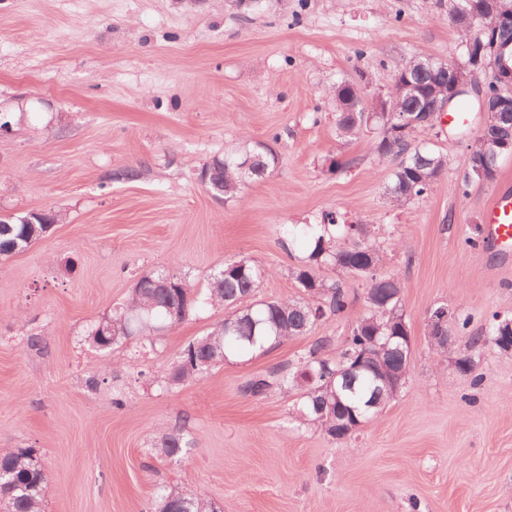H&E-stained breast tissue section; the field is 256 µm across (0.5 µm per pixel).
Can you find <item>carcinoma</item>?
<instances>
[{
  "label": "carcinoma",
  "mask_w": 512,
  "mask_h": 512,
  "mask_svg": "<svg viewBox=\"0 0 512 512\" xmlns=\"http://www.w3.org/2000/svg\"><path fill=\"white\" fill-rule=\"evenodd\" d=\"M430 59H410L405 62L410 70L417 73L423 85L424 94L415 100L397 99L395 109L413 112L418 120L415 128L403 140L392 141L387 136L389 125L398 122L392 114L375 116L376 138L372 141L371 152L378 158L393 155L398 163L386 186L390 202L403 206L430 192L437 179L448 169V158L429 144L418 139V134L434 127L428 121V102L434 97H443V87L433 84L428 73ZM359 103L361 109H372L362 81H344L336 87V130L342 138H357L368 126L362 113L349 112L351 101ZM490 144L477 137L469 145L464 159L463 182L472 181L473 162L489 155ZM252 156L255 161L250 171L240 169V161ZM277 154L259 142L252 143L242 138L233 149L223 156L213 158L203 171L212 178L224 179V197L237 194L242 185L262 179L277 166ZM37 227V234L28 235V225L21 217L14 216L0 220V230L5 232L1 240L15 239L21 248H26L40 238L44 225L54 222V214L44 212L31 216ZM312 247L301 264L291 271L299 288L298 297L258 300L256 292L263 281L272 275V270L245 259L226 260L224 276L211 278L208 283V300L231 309L224 321L215 325L205 336L189 343L180 353L171 373L175 385L191 382L227 357L276 348L290 340L306 336L321 322L340 317L352 303L350 293L341 283L318 273L327 267L340 274L360 276L366 281V314L350 328V334L334 357H327L324 351L333 343L332 337L325 336L316 341L288 363V368L275 367L265 373L253 376L244 385V392L251 396H265L272 390L290 393L300 392L296 407V419L302 425H312L333 439L343 440L345 436L336 433V411L330 406L333 394L340 395L345 404L354 408L362 423L372 421L383 406H369L373 402L375 369L391 370L396 367L400 355L382 348L389 336L403 331L405 315L402 311L401 296L405 285L394 276H380L376 273L382 257L380 248L371 230L364 224H340L336 213L329 212L322 217V223L309 225ZM198 300L189 281L182 277L175 288H149L145 292H130L126 302L112 309L104 317V325L111 333L102 336L89 331L92 343L101 350H107L126 338L123 334L130 317L140 313L150 319V324L141 332L145 345L152 348L159 337L154 332L182 323L197 307ZM450 324L457 334L468 337L473 353H480L490 347L501 350L500 337L512 336V316L494 314L488 326L480 334H470V318L457 311L453 312ZM308 370L314 381L310 385L300 383L299 372ZM345 371L344 376L337 375ZM193 447V440L179 431L166 433L152 444V450L161 460L181 459ZM32 448L8 451L0 454V468L11 471L13 488L0 497L5 500L7 512H42L43 502L49 493L45 471H30L28 457ZM168 500L181 503L186 512H211L212 502L201 493L180 490L176 487L160 488L156 491L153 512Z\"/></svg>",
  "instance_id": "carcinoma-1"
}]
</instances>
